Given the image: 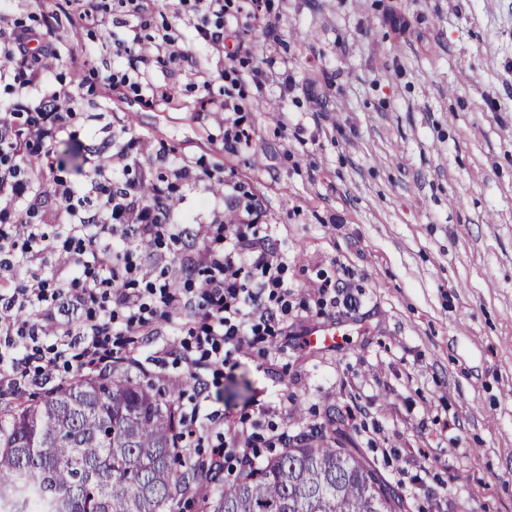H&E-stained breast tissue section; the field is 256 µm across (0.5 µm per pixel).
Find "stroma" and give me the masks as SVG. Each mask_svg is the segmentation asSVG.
<instances>
[{
  "label": "stroma",
  "instance_id": "1",
  "mask_svg": "<svg viewBox=\"0 0 512 512\" xmlns=\"http://www.w3.org/2000/svg\"><path fill=\"white\" fill-rule=\"evenodd\" d=\"M64 0H0V27L41 36L55 83L86 82L55 148L113 139L140 160L164 156L221 171L263 204L261 223L287 259L288 332L238 355L210 411L287 423L290 433L344 419L336 440L360 451L399 491L405 512H512V0H267L266 38L248 15L230 26L190 0H145L148 36L163 39L154 100L98 84L124 16L73 28ZM216 45L174 58L199 26ZM270 61L264 93L246 88L250 148L224 151L228 52ZM209 91H202L203 79ZM216 233L143 250L147 279L177 272L185 249ZM357 301L319 307L321 285ZM158 321L129 376L170 400L194 390L168 351L190 342ZM332 327L335 347L305 346Z\"/></svg>",
  "mask_w": 512,
  "mask_h": 512
}]
</instances>
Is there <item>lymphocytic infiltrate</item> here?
<instances>
[{"instance_id": "f902f5d3", "label": "lymphocytic infiltrate", "mask_w": 512, "mask_h": 512, "mask_svg": "<svg viewBox=\"0 0 512 512\" xmlns=\"http://www.w3.org/2000/svg\"><path fill=\"white\" fill-rule=\"evenodd\" d=\"M126 7L128 32L114 42L115 56L147 62L152 44L141 32L149 22L142 0H121ZM35 33L12 35L0 43V58L18 91L41 94V111L31 119L43 142H53L64 121L53 105L77 101L79 88H52L25 68V45ZM53 195L62 221L58 234L38 224L0 228V278L24 271L23 283L0 292V363L8 373L0 383L20 388L50 378L66 380L73 365L91 369L110 366L113 357L134 358L141 329L155 320H172L192 311L200 325L179 360L197 384L188 410L198 420L210 399L209 377H220L225 365L245 350L265 346L275 336L288 312L286 261L265 243V225L259 224L260 203L236 207L235 223L226 225L224 246L184 256L185 274L203 271L198 288L174 285L167 277L140 284L138 252L143 243L178 240L187 227L175 223L162 201L144 197L138 184L113 182L104 168H95L84 190L56 181ZM40 195L31 189L23 162L0 166V213L16 214L35 208ZM64 251L70 257L69 275L59 276L38 265L39 256ZM151 302H144V295ZM235 442L216 448L214 460L247 457V448L261 442L271 448L288 444V432L278 425L260 429L243 422Z\"/></svg>"}]
</instances>
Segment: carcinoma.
I'll return each mask as SVG.
<instances>
[{
  "label": "carcinoma",
  "instance_id": "cac0c4a2",
  "mask_svg": "<svg viewBox=\"0 0 512 512\" xmlns=\"http://www.w3.org/2000/svg\"><path fill=\"white\" fill-rule=\"evenodd\" d=\"M180 417L151 383L78 372L39 400L0 408V512H172L215 484L206 512H401L402 498L352 448L319 432L220 482L180 458Z\"/></svg>",
  "mask_w": 512,
  "mask_h": 512
}]
</instances>
